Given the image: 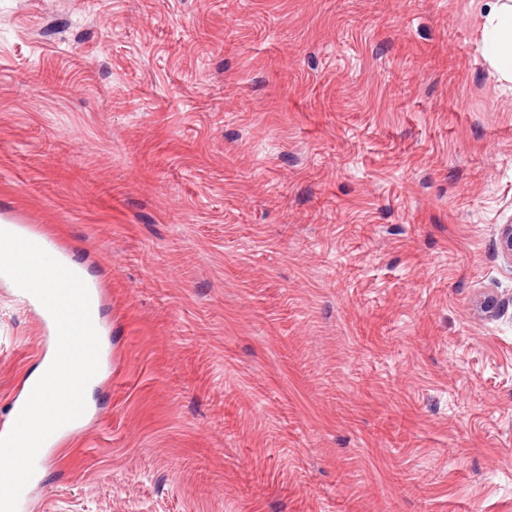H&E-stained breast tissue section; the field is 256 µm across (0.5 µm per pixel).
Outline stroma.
Returning <instances> with one entry per match:
<instances>
[{
    "mask_svg": "<svg viewBox=\"0 0 512 512\" xmlns=\"http://www.w3.org/2000/svg\"><path fill=\"white\" fill-rule=\"evenodd\" d=\"M493 0H0V222L112 370L25 512H512ZM53 351L0 278V424Z\"/></svg>",
    "mask_w": 512,
    "mask_h": 512,
    "instance_id": "35a3bbf8",
    "label": "stroma"
}]
</instances>
